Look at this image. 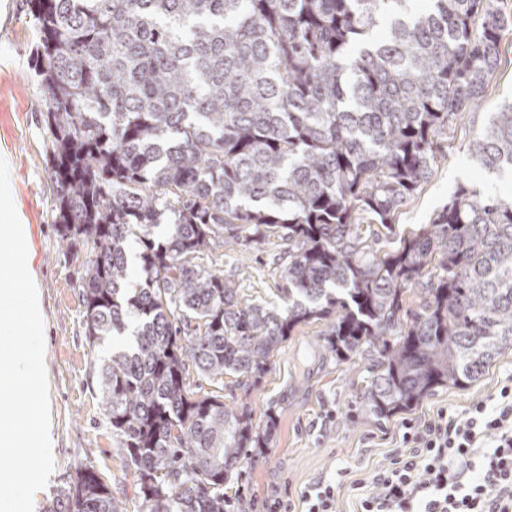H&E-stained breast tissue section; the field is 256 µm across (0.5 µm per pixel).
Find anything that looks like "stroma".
Returning <instances> with one entry per match:
<instances>
[{
  "label": "stroma",
  "instance_id": "stroma-1",
  "mask_svg": "<svg viewBox=\"0 0 512 512\" xmlns=\"http://www.w3.org/2000/svg\"><path fill=\"white\" fill-rule=\"evenodd\" d=\"M26 0H0V157L10 171L15 211L26 228L28 263L37 276L43 318L44 367L49 389L53 468L46 488L33 496L34 512H60L64 490L86 466L111 485L126 512H139L132 472L97 393L95 369L105 353L85 336L79 283L82 257L58 242L51 222L53 187L44 145L43 100L32 69L34 31L25 16ZM512 101V30L500 43L499 65L480 100L458 113L439 137L436 164L427 180L395 212L393 233L382 234L380 251L393 252L407 236L428 229L458 187L512 200V176L492 174L469 154V144L493 112ZM288 243L278 236L255 247H214L205 264L231 275L244 301L281 305ZM321 321L299 325L271 358L262 381L246 387L224 379V402L245 401L254 424L273 420L265 447L250 449L240 461L237 482L226 485L228 512H263L271 499L286 512H302V494L315 482L336 485V512H355V488L403 446L406 425L420 424L445 411L464 415L480 402H492L512 382V350H506L466 388H437L419 405L388 422L354 414L357 382L366 360L343 364L326 358Z\"/></svg>",
  "mask_w": 512,
  "mask_h": 512
}]
</instances>
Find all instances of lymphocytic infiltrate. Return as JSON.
Returning <instances> with one entry per match:
<instances>
[{
    "instance_id": "lymphocytic-infiltrate-1",
    "label": "lymphocytic infiltrate",
    "mask_w": 512,
    "mask_h": 512,
    "mask_svg": "<svg viewBox=\"0 0 512 512\" xmlns=\"http://www.w3.org/2000/svg\"><path fill=\"white\" fill-rule=\"evenodd\" d=\"M372 475L359 512H512V384L494 406L409 426Z\"/></svg>"
}]
</instances>
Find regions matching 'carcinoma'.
I'll return each instance as SVG.
<instances>
[{
  "label": "carcinoma",
  "instance_id": "obj_1",
  "mask_svg": "<svg viewBox=\"0 0 512 512\" xmlns=\"http://www.w3.org/2000/svg\"><path fill=\"white\" fill-rule=\"evenodd\" d=\"M27 16L53 223L86 255L85 336L132 331L96 384L141 512H226L271 430L192 391L191 368L257 383L296 326L324 320L336 363L370 361L361 413L381 421L512 348V201L460 186L394 253L371 228L391 230L435 138L485 92L512 27L500 0H28ZM469 151L512 172L511 104ZM269 232L288 241L281 310L196 263L221 236ZM61 508L125 512L91 466Z\"/></svg>",
  "mask_w": 512,
  "mask_h": 512
}]
</instances>
